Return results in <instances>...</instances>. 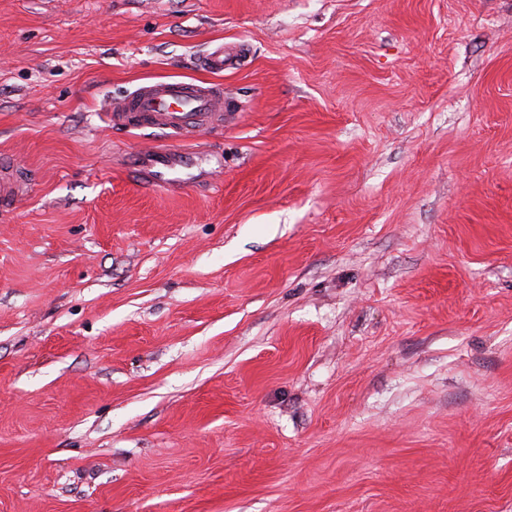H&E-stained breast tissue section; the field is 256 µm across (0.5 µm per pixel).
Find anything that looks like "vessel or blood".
I'll return each mask as SVG.
<instances>
[{
	"label": "vessel or blood",
	"mask_w": 512,
	"mask_h": 512,
	"mask_svg": "<svg viewBox=\"0 0 512 512\" xmlns=\"http://www.w3.org/2000/svg\"><path fill=\"white\" fill-rule=\"evenodd\" d=\"M114 129H148L189 139L224 120L222 88L169 78L139 87L112 99L105 109ZM149 182L157 186L178 180L188 162L166 150L153 148L141 155ZM25 180L8 158L0 159V208L9 209L24 188Z\"/></svg>",
	"instance_id": "obj_1"
}]
</instances>
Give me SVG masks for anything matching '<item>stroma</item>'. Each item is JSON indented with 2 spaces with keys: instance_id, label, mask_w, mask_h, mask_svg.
Instances as JSON below:
<instances>
[{
  "instance_id": "obj_1",
  "label": "stroma",
  "mask_w": 512,
  "mask_h": 512,
  "mask_svg": "<svg viewBox=\"0 0 512 512\" xmlns=\"http://www.w3.org/2000/svg\"><path fill=\"white\" fill-rule=\"evenodd\" d=\"M0 155V512H512V0H0ZM113 129H148L184 139L224 121L222 88L169 78L143 85L105 106ZM141 160L148 170V182L152 186L181 181L178 179L180 172L189 169L186 159L172 154L168 150H160L154 147L142 153ZM16 169L8 158L0 159V206L5 212L24 188L25 180Z\"/></svg>"
}]
</instances>
